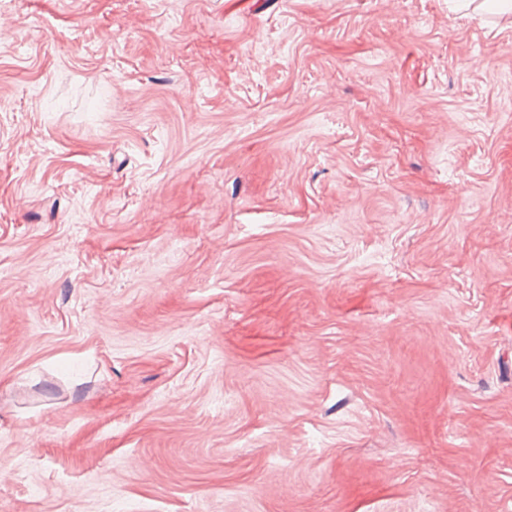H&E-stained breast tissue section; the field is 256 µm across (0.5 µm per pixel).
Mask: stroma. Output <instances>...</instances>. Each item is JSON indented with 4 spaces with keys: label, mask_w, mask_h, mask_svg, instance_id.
I'll return each mask as SVG.
<instances>
[{
    "label": "stroma",
    "mask_w": 512,
    "mask_h": 512,
    "mask_svg": "<svg viewBox=\"0 0 512 512\" xmlns=\"http://www.w3.org/2000/svg\"><path fill=\"white\" fill-rule=\"evenodd\" d=\"M512 13L0 0V512H512Z\"/></svg>",
    "instance_id": "obj_1"
}]
</instances>
